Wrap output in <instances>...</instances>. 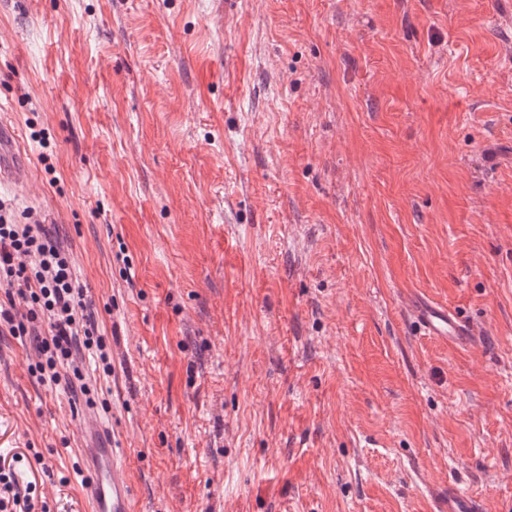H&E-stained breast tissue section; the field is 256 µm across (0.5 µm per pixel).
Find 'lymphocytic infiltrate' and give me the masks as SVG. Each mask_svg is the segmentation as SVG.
I'll return each instance as SVG.
<instances>
[{"label":"lymphocytic infiltrate","mask_w":512,"mask_h":512,"mask_svg":"<svg viewBox=\"0 0 512 512\" xmlns=\"http://www.w3.org/2000/svg\"><path fill=\"white\" fill-rule=\"evenodd\" d=\"M0 285L8 292V307H0V327L36 341L38 359L31 374L50 388L62 380L68 366L82 394L91 388L79 363L83 352L95 351L104 372L112 364L86 289L76 286L70 255L53 239L40 217L17 224L0 201Z\"/></svg>","instance_id":"1"}]
</instances>
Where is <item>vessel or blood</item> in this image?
I'll return each mask as SVG.
<instances>
[{"label": "vessel or blood", "mask_w": 512, "mask_h": 512, "mask_svg": "<svg viewBox=\"0 0 512 512\" xmlns=\"http://www.w3.org/2000/svg\"><path fill=\"white\" fill-rule=\"evenodd\" d=\"M16 133L0 122V184H21L25 164L13 157ZM425 335L451 342L465 340L468 331L449 309L431 303L416 307ZM80 450V476L88 503V512H135V495L130 483L122 476V451L104 441V427L90 421ZM441 512H483V504L462 490L451 487L442 496Z\"/></svg>", "instance_id": "vessel-or-blood-1"}]
</instances>
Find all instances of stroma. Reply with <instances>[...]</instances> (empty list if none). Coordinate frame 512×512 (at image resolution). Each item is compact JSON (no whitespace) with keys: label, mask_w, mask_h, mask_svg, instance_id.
<instances>
[{"label":"stroma","mask_w":512,"mask_h":512,"mask_svg":"<svg viewBox=\"0 0 512 512\" xmlns=\"http://www.w3.org/2000/svg\"><path fill=\"white\" fill-rule=\"evenodd\" d=\"M512 0H0V119L112 351L0 331V467L87 512H512ZM41 133L45 145L32 141ZM450 307L460 347L417 334ZM104 427L97 420L87 424L80 448V476L89 512H134L135 495L122 476V448L104 442ZM440 512H483L482 501L456 487L443 492Z\"/></svg>","instance_id":"stroma-1"}]
</instances>
